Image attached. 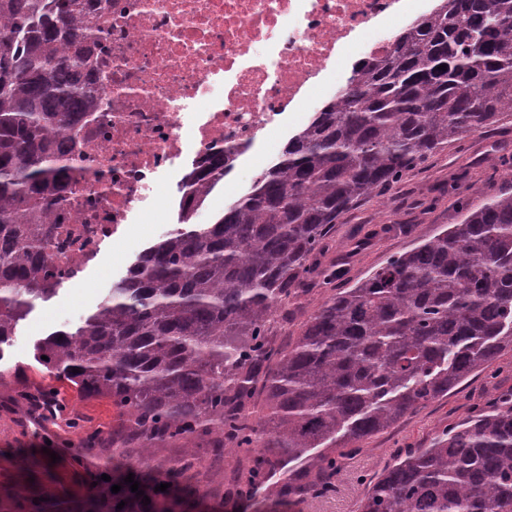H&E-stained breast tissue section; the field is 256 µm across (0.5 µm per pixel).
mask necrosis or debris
<instances>
[{
  "instance_id": "obj_1",
  "label": "necrosis or debris",
  "mask_w": 512,
  "mask_h": 512,
  "mask_svg": "<svg viewBox=\"0 0 512 512\" xmlns=\"http://www.w3.org/2000/svg\"><path fill=\"white\" fill-rule=\"evenodd\" d=\"M85 74L93 107L60 136L72 161L47 217L51 262L81 278L102 245L165 202L159 188L235 145L284 138L352 89L364 61L431 0H111Z\"/></svg>"
}]
</instances>
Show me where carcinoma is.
Listing matches in <instances>:
<instances>
[{
    "label": "carcinoma",
    "mask_w": 512,
    "mask_h": 512,
    "mask_svg": "<svg viewBox=\"0 0 512 512\" xmlns=\"http://www.w3.org/2000/svg\"><path fill=\"white\" fill-rule=\"evenodd\" d=\"M105 0H0V356L34 302L64 273L46 227L60 199L55 134L93 101L80 81ZM446 66V70L438 66ZM512 122V0H436L288 139L279 159L212 224L199 207L236 154L184 183L178 225L142 251L96 311L37 344L50 382L32 396L83 428L62 391L127 415L80 438L94 453L200 439L241 466L227 491L248 498L325 495L339 462L408 414L448 396L512 350V192L456 203L460 220L348 288L318 256L350 211L385 195L445 146ZM490 178L512 156L490 159ZM324 300L288 340L300 293ZM47 359H42V356ZM77 372H72V369ZM266 414L254 421L250 410ZM288 465L283 481L270 476ZM193 456L168 466L186 481ZM22 498L23 512H45ZM361 512H512V393L402 453Z\"/></svg>",
    "instance_id": "1"
}]
</instances>
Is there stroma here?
I'll list each match as a JSON object with an SVG mask.
<instances>
[{"instance_id": "1", "label": "stroma", "mask_w": 512, "mask_h": 512, "mask_svg": "<svg viewBox=\"0 0 512 512\" xmlns=\"http://www.w3.org/2000/svg\"><path fill=\"white\" fill-rule=\"evenodd\" d=\"M281 151V145L263 143L242 155L238 166L196 212V223L215 222L227 204L248 190L252 169H264ZM503 154H512V127L474 134L465 150L444 148L406 182L376 202L354 210L343 224L337 225L324 253L325 261L335 262L343 271L339 287L352 285L386 258L432 237L443 225L456 223L455 205L441 195L444 186L454 185L458 197L466 198L477 191L496 192L512 185V176L492 181L486 178L487 156ZM180 197L179 186H172L165 207L136 225L128 240L103 245L97 260L86 268L80 280L65 283L55 297L37 302L0 352V367L22 365L29 378H37L36 341L52 332L76 327L92 313L141 251L174 227ZM511 389L512 351L506 350L447 397L363 441L357 453L341 460L331 494L305 499L260 494L251 500L232 501L224 496L223 469L210 467L209 450L203 442L157 448L145 462L132 449L120 459L106 454L82 458L78 455L77 432L55 427L40 430L19 398L18 386L0 387V512H19L17 491L34 495L47 484L54 490L53 512H72L74 502L91 496L88 472L116 468L138 475H159L171 459L185 454L195 456L200 465L186 490L167 501L169 512H360L371 478L392 465L397 454L427 447L444 428L464 420L498 393ZM48 438L53 444L46 453L42 447Z\"/></svg>"}]
</instances>
